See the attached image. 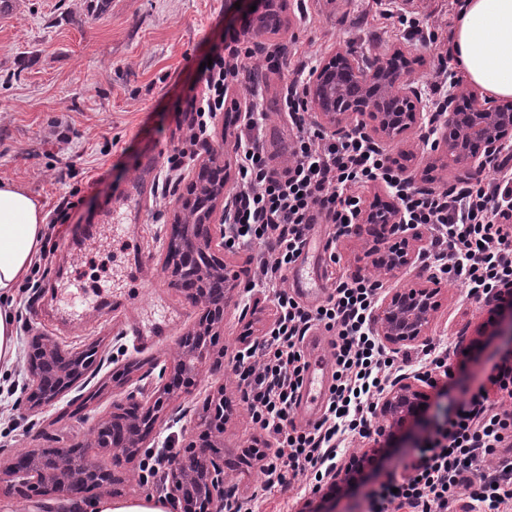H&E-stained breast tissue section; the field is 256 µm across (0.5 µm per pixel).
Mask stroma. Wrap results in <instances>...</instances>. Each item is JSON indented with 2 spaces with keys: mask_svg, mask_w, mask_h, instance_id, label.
<instances>
[{
  "mask_svg": "<svg viewBox=\"0 0 512 512\" xmlns=\"http://www.w3.org/2000/svg\"><path fill=\"white\" fill-rule=\"evenodd\" d=\"M249 0H5L0 6V180L16 183L52 214L61 197L75 207L68 223L56 227V251L41 274V291L16 293L18 348L46 333L64 346L98 344L102 361L53 408L36 410L27 397L32 380L25 362L0 378V462L24 448L85 441L96 418L113 400L137 388L152 390L159 372L175 352L179 336L201 315L200 308L171 285L164 269L163 242L177 196L186 195L199 164L186 161L176 195H164L165 166L149 167L153 156L168 157L180 148L188 124L187 96L200 93L199 67L224 49V32L241 28ZM296 0H287L277 32L254 33V41L289 51H317L319 60L338 54L360 65L395 52L412 59L408 79L422 87L433 72L434 50L404 37L386 10L406 9L432 26L450 30L454 17L448 0H307L309 17L300 21ZM290 70L263 83L268 119L263 145L274 163L289 152L291 131L279 98ZM385 150L420 186H453L455 169L435 159L419 132L386 142ZM135 232L144 247L133 263L127 245L112 237L113 225ZM332 227L317 225L305 254L304 276L321 282L326 272L352 275L366 271L357 235L335 245L330 262L324 244ZM257 246L225 251L238 287L224 313L225 362L242 350L247 331L258 330V315H243L255 297L272 302L257 286L253 257ZM169 320L166 335L135 336L131 324H150L157 312ZM487 314L461 284L445 289L433 341L450 346L458 330L480 323ZM506 349L488 337L458 368L446 390L426 408L436 420L448 406L487 389L490 399L512 407V397L488 380L491 365ZM223 389L231 416L224 425V454L258 439L241 391L230 370L207 372L174 407L154 449L181 450L193 416L216 389ZM103 468L119 481L116 498H166V488L143 485L139 463H118L112 452L93 449Z\"/></svg>",
  "mask_w": 512,
  "mask_h": 512,
  "instance_id": "35a3bbf8",
  "label": "stroma"
}]
</instances>
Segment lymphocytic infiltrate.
Wrapping results in <instances>:
<instances>
[{
  "label": "lymphocytic infiltrate",
  "instance_id": "1",
  "mask_svg": "<svg viewBox=\"0 0 512 512\" xmlns=\"http://www.w3.org/2000/svg\"><path fill=\"white\" fill-rule=\"evenodd\" d=\"M397 20L408 40L435 47L428 108L447 113L448 86L457 77L448 68L447 36L421 25L409 11L398 13ZM255 56L246 32L227 35L223 53L201 75L200 96L188 100L193 118L185 143L203 142L212 119L227 105L229 85L243 77ZM311 63V55L298 58L282 96L292 131L286 162L272 165L265 153L258 130L266 114L259 101L250 100L247 122L236 135L238 190L227 240L235 246L262 244L257 264L277 305L276 321L262 343L233 366L253 427L275 444L272 455L259 459L266 497L286 489L289 479L321 474L347 438L370 437L374 405L391 374L413 364L410 357L383 349L369 330L382 282L338 279L314 305L289 294L288 272L315 225H332V244L349 236L362 204L359 189L381 182L394 189L407 223L429 232L428 257L441 278L461 283L477 302L512 282V225L504 221L512 209V158L494 167L491 176L460 188L415 187L363 136L330 137L307 122L301 86ZM318 329L329 335L334 371L321 417L303 426L294 417L308 368L303 343ZM463 490L470 512H512V408L493 406L481 389L434 426L409 473L389 475L367 493L363 512H452Z\"/></svg>",
  "mask_w": 512,
  "mask_h": 512
}]
</instances>
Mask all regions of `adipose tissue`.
Instances as JSON below:
<instances>
[{
	"instance_id": "1",
	"label": "adipose tissue",
	"mask_w": 512,
	"mask_h": 512,
	"mask_svg": "<svg viewBox=\"0 0 512 512\" xmlns=\"http://www.w3.org/2000/svg\"><path fill=\"white\" fill-rule=\"evenodd\" d=\"M448 47L465 82L493 98L512 97V0H463ZM45 232L41 204L0 180V371L19 358L16 317L7 303L35 265Z\"/></svg>"
}]
</instances>
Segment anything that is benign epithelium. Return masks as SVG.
<instances>
[{"label":"benign epithelium","mask_w":512,"mask_h":512,"mask_svg":"<svg viewBox=\"0 0 512 512\" xmlns=\"http://www.w3.org/2000/svg\"><path fill=\"white\" fill-rule=\"evenodd\" d=\"M263 11L256 16L260 25L278 27L282 22L277 0H260ZM359 82L365 94L348 98L330 95L331 82ZM303 92L311 111L317 113L324 129L344 135L360 130L371 140L392 141L425 120V104L404 76L378 60L370 69L360 67L347 56L338 55L318 65L304 84ZM431 152L460 171L481 169L486 163L512 152V100L490 101L475 87H457L453 92L448 119L437 129ZM175 212L165 241L164 265L172 281L182 282L184 266L201 264V283L224 280V299L212 302L205 289L195 288L185 296L202 307L197 322L179 337L174 358L160 371V382L150 396L137 397L130 391L112 403V411L98 418L87 443L68 448L31 447L0 465V488L26 495L72 497L88 488L109 491L117 477L101 468L88 454L89 448H110L115 458L137 457L155 439L173 401L188 392L204 369L222 367L224 352L214 353V339L224 328V311L237 284L229 275L226 261L218 255L224 247V219L227 209L219 208L224 189L208 188L205 207L196 204L199 184ZM207 225L202 238L193 235V222ZM357 235L368 236L364 250L372 267L394 274L421 263L426 257V233L417 224L403 222L402 213L391 203L385 207L361 209L355 219ZM443 306L439 279L430 276L408 288L386 295L375 307L371 328L381 344L392 351L419 345L431 335ZM490 315L509 311L508 329L502 332L512 345V284L497 288L487 300ZM487 323L463 328L453 346V360L468 358L480 337L487 336ZM98 350H69L52 336H38L28 347L26 362L33 386L28 400L32 408H50L68 394L93 368ZM438 382L422 373H406L384 392L375 410L377 434L373 444L360 448L342 463L329 468L323 479L302 500L298 512H336V498L355 486L405 424L418 420L421 405L428 404ZM224 388L206 402L186 434L185 450L166 458L169 497L184 506L198 504V512H214L224 497L227 470H238L255 459L260 450L245 446L236 459H224Z\"/></svg>","instance_id":"7a95c632"}]
</instances>
